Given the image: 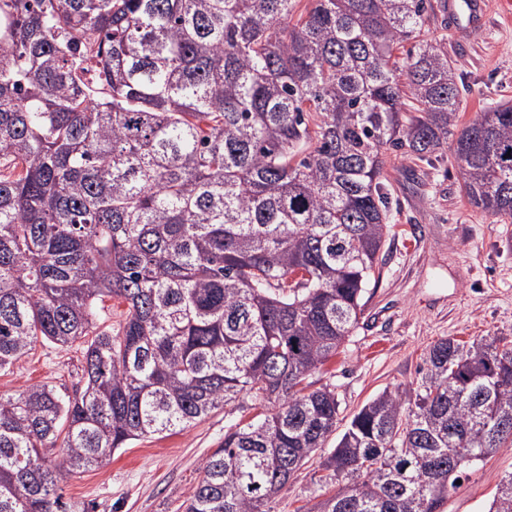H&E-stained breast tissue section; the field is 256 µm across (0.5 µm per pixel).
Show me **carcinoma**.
Instances as JSON below:
<instances>
[{
    "label": "carcinoma",
    "instance_id": "1",
    "mask_svg": "<svg viewBox=\"0 0 512 512\" xmlns=\"http://www.w3.org/2000/svg\"><path fill=\"white\" fill-rule=\"evenodd\" d=\"M0 0V370L79 344L72 392L0 396V512H63L57 474L259 399L185 512H270L336 432L304 381L358 327L390 235L385 151L453 138L471 205L512 218V105L457 129L427 0ZM126 306L117 332L100 304ZM414 399L353 415L307 512H438L512 447V345L435 342ZM60 458H53L55 448ZM488 512H512V473Z\"/></svg>",
    "mask_w": 512,
    "mask_h": 512
}]
</instances>
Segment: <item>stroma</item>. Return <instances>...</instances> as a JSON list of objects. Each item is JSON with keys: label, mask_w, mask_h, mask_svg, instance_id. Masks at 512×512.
Wrapping results in <instances>:
<instances>
[{"label": "stroma", "mask_w": 512, "mask_h": 512, "mask_svg": "<svg viewBox=\"0 0 512 512\" xmlns=\"http://www.w3.org/2000/svg\"><path fill=\"white\" fill-rule=\"evenodd\" d=\"M432 8L419 41L447 52L463 106L465 126L484 109L512 103V12L490 0L482 30L450 27ZM392 232L380 282L358 328L336 357L311 377L334 388L341 423L384 390H416L431 345L442 338L470 342L503 338L512 343V221L472 206L452 146L438 159L417 162L388 151ZM80 348L36 343L0 371V395L33 384L73 387L81 377ZM237 412L212 413L188 429L166 432L117 450L101 468L62 474L58 486L66 512H183L202 477L201 464L224 441ZM327 449H319L289 479L271 512H299L339 489L324 484ZM512 472V447L499 449L460 473L440 512H488L501 481Z\"/></svg>", "instance_id": "obj_1"}]
</instances>
